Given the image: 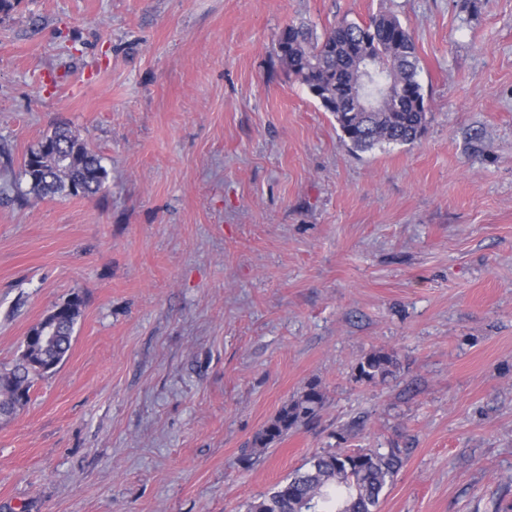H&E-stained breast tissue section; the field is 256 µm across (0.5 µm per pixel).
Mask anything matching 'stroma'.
<instances>
[{"instance_id": "stroma-1", "label": "stroma", "mask_w": 512, "mask_h": 512, "mask_svg": "<svg viewBox=\"0 0 512 512\" xmlns=\"http://www.w3.org/2000/svg\"><path fill=\"white\" fill-rule=\"evenodd\" d=\"M380 13L428 123L362 153L275 48ZM59 125L94 197L29 191ZM0 151V369L82 300L0 418V512H247L329 448L400 449L378 512H512V0H6ZM311 382L318 418L244 463ZM70 299L74 300L75 311L73 313L71 322L69 325L67 322H64L59 327L58 335L60 338L58 341L51 345L48 348L42 349L40 351L41 356L44 360L56 361L57 364H60L67 355L68 350L70 349V340L69 337L73 333V326L80 315V307H81V299L78 296H74ZM394 363L395 360L390 354L380 351L372 352L358 364V379L366 383L384 380L392 374L391 367Z\"/></svg>"}]
</instances>
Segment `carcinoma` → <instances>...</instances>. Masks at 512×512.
<instances>
[{
  "label": "carcinoma",
  "instance_id": "carcinoma-1",
  "mask_svg": "<svg viewBox=\"0 0 512 512\" xmlns=\"http://www.w3.org/2000/svg\"><path fill=\"white\" fill-rule=\"evenodd\" d=\"M276 56L332 113L344 140L365 151L386 142L412 144L423 134L428 106L418 80L419 60L410 30L394 16L379 14L359 24L342 21L323 35L305 23L287 25L277 40ZM57 156L31 167L40 148L30 150L23 173L30 191L41 197H92L107 176L101 157L90 145L64 128L53 131ZM71 323L59 327L58 341L40 351L50 361L62 362L70 349L69 337L80 315L81 299L73 297ZM393 356L372 352L357 367L358 379L374 383L392 374ZM45 372L28 362V353L0 371V413L12 415L27 402L35 382ZM324 404V393L310 383L303 393L285 402L254 436L257 455L300 425H307ZM402 466L399 449L330 448L312 457L274 490L249 505L248 512H375L380 496Z\"/></svg>",
  "mask_w": 512,
  "mask_h": 512
}]
</instances>
